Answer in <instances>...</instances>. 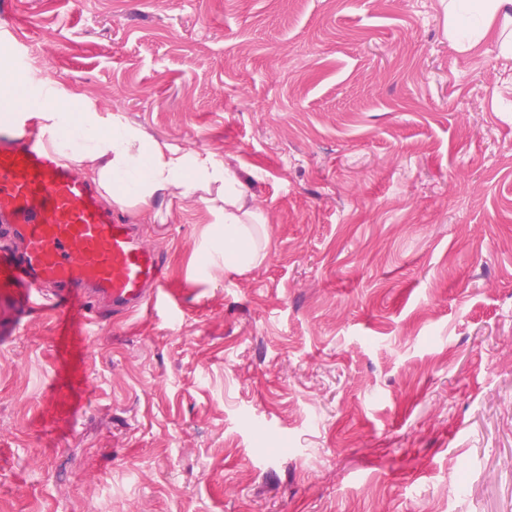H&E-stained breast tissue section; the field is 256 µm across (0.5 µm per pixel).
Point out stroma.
Here are the masks:
<instances>
[{"label":"stroma","instance_id":"35a3bbf8","mask_svg":"<svg viewBox=\"0 0 512 512\" xmlns=\"http://www.w3.org/2000/svg\"><path fill=\"white\" fill-rule=\"evenodd\" d=\"M66 90L208 150L264 261L198 266L87 342L0 345V512H512V60L439 0H12Z\"/></svg>","mask_w":512,"mask_h":512}]
</instances>
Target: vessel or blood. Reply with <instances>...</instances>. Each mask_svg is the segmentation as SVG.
Masks as SVG:
<instances>
[{
	"instance_id": "vessel-or-blood-1",
	"label": "vessel or blood",
	"mask_w": 512,
	"mask_h": 512,
	"mask_svg": "<svg viewBox=\"0 0 512 512\" xmlns=\"http://www.w3.org/2000/svg\"><path fill=\"white\" fill-rule=\"evenodd\" d=\"M164 254L34 134L0 129V344L51 308L82 326L166 302Z\"/></svg>"
}]
</instances>
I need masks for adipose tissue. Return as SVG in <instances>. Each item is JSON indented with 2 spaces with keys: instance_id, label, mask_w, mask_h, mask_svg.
I'll return each instance as SVG.
<instances>
[{
  "instance_id": "adipose-tissue-1",
  "label": "adipose tissue",
  "mask_w": 512,
  "mask_h": 512,
  "mask_svg": "<svg viewBox=\"0 0 512 512\" xmlns=\"http://www.w3.org/2000/svg\"><path fill=\"white\" fill-rule=\"evenodd\" d=\"M445 29L460 53L498 33L502 55L512 58V0H442ZM0 95L23 110L24 119L62 157L75 163L119 208H135L144 223L161 224L172 198L210 206L221 229L204 242L198 256L205 266L246 271L263 259L265 224L251 202L246 182L209 151L160 142L132 126L119 112H102L87 99L60 89L50 75L20 79L0 66Z\"/></svg>"
}]
</instances>
